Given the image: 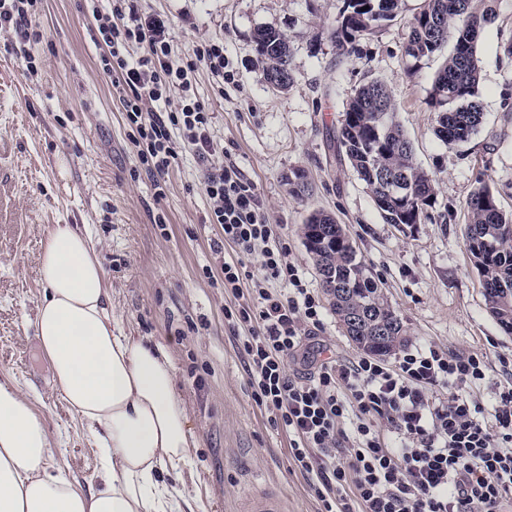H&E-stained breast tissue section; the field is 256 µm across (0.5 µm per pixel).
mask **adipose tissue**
Segmentation results:
<instances>
[{"instance_id": "1", "label": "adipose tissue", "mask_w": 512, "mask_h": 512, "mask_svg": "<svg viewBox=\"0 0 512 512\" xmlns=\"http://www.w3.org/2000/svg\"><path fill=\"white\" fill-rule=\"evenodd\" d=\"M40 275L46 292L33 331L101 474L86 492L50 464L49 429L21 390L2 380L0 512H196L195 498L164 478L194 446L169 353L110 317L100 259L76 227L49 230Z\"/></svg>"}]
</instances>
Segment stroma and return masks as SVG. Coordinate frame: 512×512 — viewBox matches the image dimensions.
<instances>
[{
    "label": "stroma",
    "instance_id": "stroma-1",
    "mask_svg": "<svg viewBox=\"0 0 512 512\" xmlns=\"http://www.w3.org/2000/svg\"><path fill=\"white\" fill-rule=\"evenodd\" d=\"M343 0H142L172 19L179 48L223 43L235 84L217 89L195 74L199 101L214 114V136L255 184L271 224L288 242L290 259L311 288L320 280L299 227L322 210L342 224L359 256L384 287L405 325V347L431 343L452 354L487 353L490 369L474 395L492 408L497 385L512 380V334L491 315L467 248L465 201L478 182L512 211V0H497L480 33L483 118L465 143L436 134L429 104L442 58L408 73L407 26L420 0L385 23L358 51L338 54L330 32ZM31 26L39 42L22 44L0 29V379H10L53 435L52 462L82 490L100 474L95 450L58 392L31 323L44 293L39 256L48 230L72 224L97 250L110 290V312L125 333L163 345L175 365V390L190 411L196 443L179 468L199 512H239L257 484L277 489L287 512H319L308 483L293 467L286 431L256 405L240 341L224 309L247 304L224 289L220 267L230 246L208 220L203 164L180 153L165 184L155 187L139 163L118 99L100 65L86 0H38ZM272 26L289 39L294 82L273 92L262 77L253 35ZM38 66L26 74L23 52ZM391 91L396 119L419 167L434 179L444 224L384 223L365 184L338 164L343 110L366 79ZM305 173L310 194L288 192ZM289 373L329 357L350 361L361 351L331 309Z\"/></svg>",
    "mask_w": 512,
    "mask_h": 512
}]
</instances>
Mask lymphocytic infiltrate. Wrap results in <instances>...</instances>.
<instances>
[{
	"mask_svg": "<svg viewBox=\"0 0 512 512\" xmlns=\"http://www.w3.org/2000/svg\"><path fill=\"white\" fill-rule=\"evenodd\" d=\"M90 2L103 71L140 162L157 180L183 149L205 166L208 219L239 254L222 268L224 286L236 294L243 279L253 284L252 303L225 308L224 318L231 330H248L242 349L253 398L288 433L290 458L320 512H512V382L488 413L466 392L485 379L487 354L453 356L430 344L392 365L330 359L310 376L289 374V359L323 324L322 305L196 96L198 68L217 85L234 83L223 44L181 55L168 16L143 12L138 0ZM255 254L260 266L245 274ZM382 420L399 434L397 447L388 446Z\"/></svg>",
	"mask_w": 512,
	"mask_h": 512,
	"instance_id": "f902f5d3",
	"label": "lymphocytic infiltrate"
}]
</instances>
